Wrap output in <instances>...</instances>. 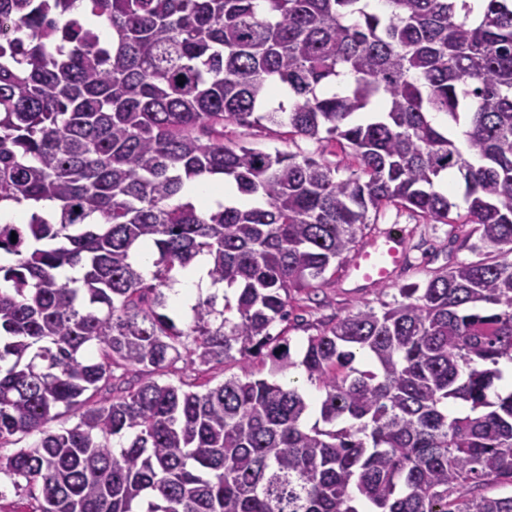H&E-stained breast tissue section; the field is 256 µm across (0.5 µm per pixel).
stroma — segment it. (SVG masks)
<instances>
[{
  "label": "stroma",
  "instance_id": "35a3bbf8",
  "mask_svg": "<svg viewBox=\"0 0 512 512\" xmlns=\"http://www.w3.org/2000/svg\"><path fill=\"white\" fill-rule=\"evenodd\" d=\"M227 138L242 140L261 150L279 148L294 153H323L338 168L352 163L347 152L335 144H322L306 139L286 140L284 135L260 126L231 125L225 130ZM403 228L407 244V262L394 275L391 283L381 288H352L343 280V271L327 275L317 289L295 295L291 301L292 317L287 324L293 359H300L309 331L322 322L342 318L363 306L382 309L399 297V290L421 284L448 265L465 260L481 259L475 251L476 236L468 227L459 224H432L411 211L390 206L377 215L374 224L363 232L371 238L391 227Z\"/></svg>",
  "mask_w": 512,
  "mask_h": 512
}]
</instances>
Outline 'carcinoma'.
I'll return each mask as SVG.
<instances>
[{
  "mask_svg": "<svg viewBox=\"0 0 512 512\" xmlns=\"http://www.w3.org/2000/svg\"><path fill=\"white\" fill-rule=\"evenodd\" d=\"M74 2L0 0V204L56 207L0 223V448L39 436L0 474L35 512H512V0H87L107 42ZM254 124L354 169L225 137ZM206 176L249 202L183 197ZM389 205L471 225L490 259L293 360L270 333L292 293ZM199 256L222 306L180 328L169 291Z\"/></svg>",
  "mask_w": 512,
  "mask_h": 512,
  "instance_id": "obj_1",
  "label": "carcinoma"
}]
</instances>
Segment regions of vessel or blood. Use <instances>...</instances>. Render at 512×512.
Segmentation results:
<instances>
[{
    "label": "vessel or blood",
    "mask_w": 512,
    "mask_h": 512,
    "mask_svg": "<svg viewBox=\"0 0 512 512\" xmlns=\"http://www.w3.org/2000/svg\"><path fill=\"white\" fill-rule=\"evenodd\" d=\"M406 249L403 238L388 232L371 239L348 265L344 277L354 287L389 282L396 268L404 264Z\"/></svg>",
    "instance_id": "1"
}]
</instances>
